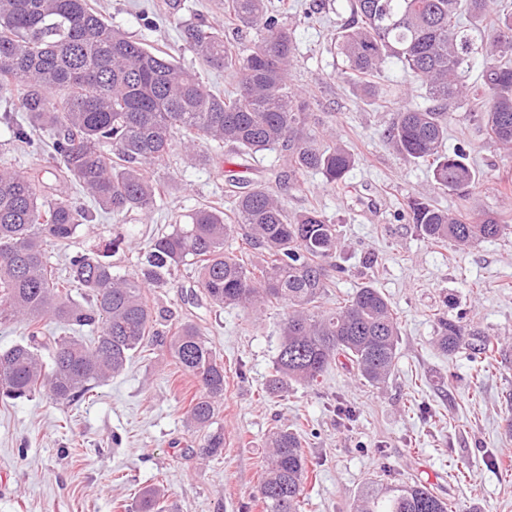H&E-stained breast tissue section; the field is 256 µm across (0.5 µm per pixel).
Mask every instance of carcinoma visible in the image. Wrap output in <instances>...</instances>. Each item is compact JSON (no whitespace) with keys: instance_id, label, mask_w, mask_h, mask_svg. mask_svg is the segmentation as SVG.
<instances>
[{"instance_id":"1","label":"carcinoma","mask_w":512,"mask_h":512,"mask_svg":"<svg viewBox=\"0 0 512 512\" xmlns=\"http://www.w3.org/2000/svg\"><path fill=\"white\" fill-rule=\"evenodd\" d=\"M493 6L494 0H349V17L336 29L338 70L363 94H378L384 65L395 60L435 102L405 106L385 138L401 156L430 163L441 193L462 197L476 188L465 150L442 149L451 109L470 98L462 75L476 64L482 67L489 137L512 150V13L499 14L488 28L463 21ZM224 9L237 27L256 30L251 45L198 22L182 29L207 66L236 72L235 90L221 96L168 54L113 27L87 0H0V92L14 94L23 113L6 112L0 123L28 144L34 131L47 132L57 175L114 215L154 207L164 187L153 172L169 164L177 136L192 159L208 143L250 154L280 149L293 175L316 172L331 186L345 182L354 155L337 139L328 145L317 139L307 97L288 82L295 32L279 15L266 13L264 0H224ZM245 184L238 180L231 224L221 207L205 205L152 238L127 273L114 272L112 257L124 245L117 236L94 251L71 254L61 275L48 243L70 241L88 218L86 208L0 164V324L22 321L27 327L25 341L0 353V400L45 392L71 403L120 375L132 353L151 341L198 382L188 422L203 432L200 455H220L224 364L193 323L155 328L147 299L183 266L195 269L199 288L217 307L256 314L269 305L285 309L268 393L295 383L318 386L341 357L367 383H385L399 360L401 336L386 296L365 283L336 306H322L336 287L335 274L343 272L332 263L336 225L315 208L290 214L266 186L245 192ZM401 218L427 242L458 249L512 232L493 215L472 222L420 196L407 197ZM234 235L261 256L260 263L224 249ZM49 318L72 330L89 327L93 336H49ZM436 343L448 355L465 350L488 360L499 353L482 331L445 313L437 317ZM267 448L259 488L263 512H299L308 478L301 429H275ZM159 500V491L145 490L139 512H160ZM354 512L455 510L420 483L369 481Z\"/></svg>"}]
</instances>
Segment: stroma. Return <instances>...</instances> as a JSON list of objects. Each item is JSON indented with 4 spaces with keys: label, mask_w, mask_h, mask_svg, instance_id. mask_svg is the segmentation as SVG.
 <instances>
[{
    "label": "stroma",
    "mask_w": 512,
    "mask_h": 512,
    "mask_svg": "<svg viewBox=\"0 0 512 512\" xmlns=\"http://www.w3.org/2000/svg\"><path fill=\"white\" fill-rule=\"evenodd\" d=\"M92 7L132 38L168 52L198 73L213 91L236 85L231 72L205 66L181 37V27L205 22L230 27L224 0H91ZM294 27L292 83L311 97L312 121L330 129L356 158L345 185H326L321 174H289L282 152L247 154L231 147L218 163L191 164L174 150L156 177L164 196L146 213L115 216L94 210L52 260L131 234L121 271L159 232L185 223L200 204L232 201L230 175L266 185L288 212L317 205L337 224L336 258L344 271L335 305L370 281L390 301L399 322L400 358L389 380L372 386L346 361L333 364L320 386L293 385L265 392L281 342L282 309L253 317L239 307H215L192 268L172 285L150 292L160 329L189 321L224 363L221 455L194 454L201 435L188 426L197 382L178 371L159 347L134 354L125 371L92 396L62 405L44 394L0 402V512H136L139 495L160 489L169 512H261L257 501L265 442L281 425L304 426L310 462L301 512H350L368 479L419 482L461 512H512V234L462 251L437 248L398 215L412 195L472 219L492 213L512 225V152L487 133L480 102L454 109L447 151L464 147L479 178L467 196L433 190L426 164L403 158L383 133L405 103L430 106L399 63L386 67L390 90L370 98L340 76L330 35L348 16L347 0H266ZM0 163L41 175L59 195L83 201L78 185L47 171L38 145L13 141L0 124ZM477 327L504 349L503 357L474 360L443 354L435 345L436 313ZM351 408L352 417L342 415ZM385 459H378L377 449Z\"/></svg>",
    "instance_id": "1"
}]
</instances>
